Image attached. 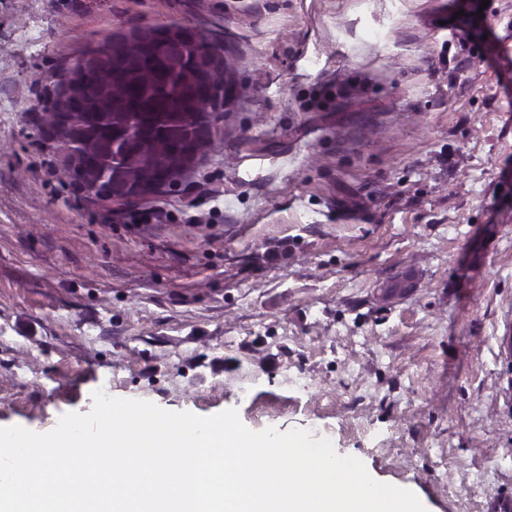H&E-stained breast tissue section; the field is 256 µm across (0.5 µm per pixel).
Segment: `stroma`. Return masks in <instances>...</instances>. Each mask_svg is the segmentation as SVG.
Here are the masks:
<instances>
[{
  "instance_id": "1",
  "label": "stroma",
  "mask_w": 512,
  "mask_h": 512,
  "mask_svg": "<svg viewBox=\"0 0 512 512\" xmlns=\"http://www.w3.org/2000/svg\"><path fill=\"white\" fill-rule=\"evenodd\" d=\"M458 8L0 0V427L106 389L328 429L426 512L512 499V0L490 42ZM185 23L236 68L218 150L150 199L90 200L39 102L86 49Z\"/></svg>"
}]
</instances>
